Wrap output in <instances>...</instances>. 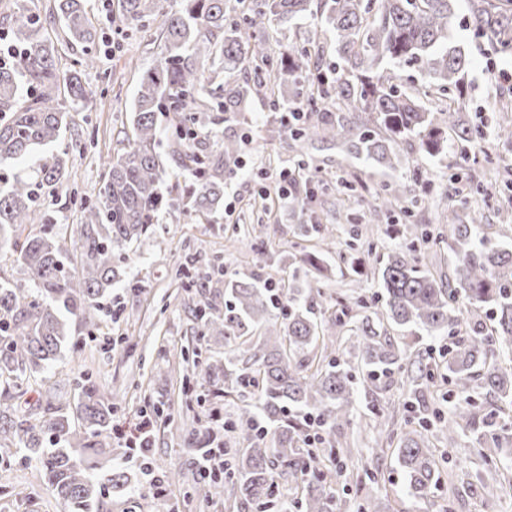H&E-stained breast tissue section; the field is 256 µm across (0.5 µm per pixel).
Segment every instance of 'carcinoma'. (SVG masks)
Masks as SVG:
<instances>
[{"mask_svg": "<svg viewBox=\"0 0 512 512\" xmlns=\"http://www.w3.org/2000/svg\"><path fill=\"white\" fill-rule=\"evenodd\" d=\"M119 0L115 22L125 28L160 19L164 44L157 63L143 71L127 144L102 162V184L94 201L81 205L77 223L59 225L56 211L42 205V194L68 177L70 142L46 162L32 161L37 150L56 145L69 125L70 104L85 103L92 92L81 82L84 70L97 64V30L85 0H55L46 17L20 15L10 41L22 49L11 64H0V243L10 244L24 278L0 275V449L13 448L40 465L48 488L68 512H96L102 489L134 490L119 465L93 476L77 455L79 448H102L112 441V418L122 400L110 396L92 374L76 377L77 396L57 398L51 389L36 406L17 403L35 382L45 386L70 343L67 321L83 317L102 330L96 312L130 260L129 246L151 232L157 214L180 202L187 215L210 220L224 199V168L241 150L242 141L227 139L219 154L199 146L213 127L244 117L251 93L268 97L270 108L293 112L304 100V116L291 123L280 117L271 138L288 136L299 150L295 164L305 177L315 171L305 145L336 141L355 159L394 169L396 148L420 141L431 158L468 150L486 136L484 125L458 123L454 107L470 56L452 39L458 14L456 0ZM467 23L477 42L495 54L512 53V0H466ZM285 25L317 16L323 32L336 39V57L326 60L320 32L313 30L298 47L282 53L254 27L267 17ZM61 22L82 54L69 69L56 61L49 29ZM419 69L426 81L407 91L399 71ZM493 110L503 121L494 136L512 143V99H498ZM222 117L201 123L199 113ZM444 128L433 126V113ZM170 157L191 173L187 195L164 190L168 172L157 151L160 118ZM454 206L448 208L454 262L448 275L424 269L415 243H443L425 224H408L405 244L376 258L380 280L376 301L385 315L372 310L365 297L337 296L321 286L306 290L279 279L282 303L272 301L268 285L244 278L224 281V311L201 314L198 339L173 358L182 365H202L209 380L227 398L239 401L224 427L240 448L226 464L224 478L208 480L205 495L224 497L230 482L242 504L254 512H341L346 499L336 495L338 464L361 456L336 439L349 422L353 384L366 395L391 385L408 359L405 339L449 336L447 346L428 349L417 370L404 375L406 398L437 393V380L451 385L457 397L449 414H438L437 442L428 437V421L386 435L405 473L407 489L424 498L442 483L441 444L454 450L467 430L493 424L492 414L471 394L472 383L498 396L512 409V249L485 245L484 212L473 196L489 197L492 188L449 178ZM402 185L369 208L377 223L407 198ZM328 278L323 253L301 249L299 271ZM265 327L258 341H246L248 356L211 360L203 346L224 339L229 348L252 327ZM348 334L358 350L356 365L336 352V340ZM326 435L327 448L313 456L305 447L312 427ZM288 475V496L272 487Z\"/></svg>", "mask_w": 512, "mask_h": 512, "instance_id": "1", "label": "carcinoma"}]
</instances>
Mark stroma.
<instances>
[{
  "label": "stroma",
  "instance_id": "obj_1",
  "mask_svg": "<svg viewBox=\"0 0 512 512\" xmlns=\"http://www.w3.org/2000/svg\"><path fill=\"white\" fill-rule=\"evenodd\" d=\"M108 2H89L99 21L98 66L87 71L84 81L96 95L91 103L72 110L66 132L67 138L78 140L80 150L69 165L67 182L48 189L44 197L47 206L59 209L66 224L79 218L82 201L96 196L103 173L101 159L123 147L122 112L131 105L142 70L156 63L163 44L162 29L156 23L116 34ZM455 36L472 59L459 115L465 122L495 125L499 115L490 111L489 106L500 88L490 68L510 66L512 57L491 54L486 46L473 40L466 25H458ZM245 112L247 123L231 121L217 126L204 146L205 152L213 153L224 137L244 140L243 150L234 163L235 175L224 179V209L218 218L211 224H198L189 221L181 210H168L162 224L167 248L159 249L154 236L141 238L132 248L123 282L112 291L110 300L121 308L122 318L93 339L87 335L84 320L70 319V332L80 342L81 350L66 355L51 379L57 394L66 398L78 372L91 370L94 379L109 391L126 394V416L130 419L136 417L142 400L165 402L171 418L157 423L151 457L171 462L181 471L183 484L195 481L193 449L205 421L187 413L180 373L170 368L159 351L195 341L198 308L208 302L223 304L224 298L222 286L216 283L183 291L175 280L176 269L195 257L209 259L217 255L229 273L261 282L277 279L276 267L255 259L256 240L268 241L270 251L292 254L299 247L317 243L316 237L302 236L301 227L305 224L335 225L336 250L329 255L333 263L338 262L340 252L351 241L363 247L374 242L381 248L402 242L400 230L408 222L445 231L442 214L449 203L446 187L456 170L454 158L429 159L414 141L401 145L400 164L394 171L359 163L340 149L317 142L308 148L318 170L314 196L302 207L288 208L271 199H260L258 192L263 187L274 188L276 171L293 157V143L285 137L269 139L268 130L280 116L270 112L264 98L249 97ZM473 152L476 160L464 170V180L475 184L489 180L496 169L500 181H512V145L490 136L476 145ZM419 171L431 180L432 193L419 196L409 212L395 211L382 223H366L364 215L377 192L407 181ZM126 335L133 337L136 348H127L123 343ZM379 429V418L367 410L363 394H356L351 421L343 434L362 450L359 469L377 475L376 481H362L360 495L389 498L391 512H512V495L508 492L489 499L480 496L477 476L484 465L477 444L470 439L458 450L459 456L466 458V465L444 466L452 475V487H439L424 499L409 496L395 456L375 450ZM82 456L108 467L122 464L139 488L135 495L106 492L100 512H162L150 485L151 475L131 460L123 442L113 441L102 452L85 449ZM183 484L167 486L169 501L180 500ZM0 512H67V508L51 494L36 461H19L5 450L0 452Z\"/></svg>",
  "mask_w": 512,
  "mask_h": 512
}]
</instances>
